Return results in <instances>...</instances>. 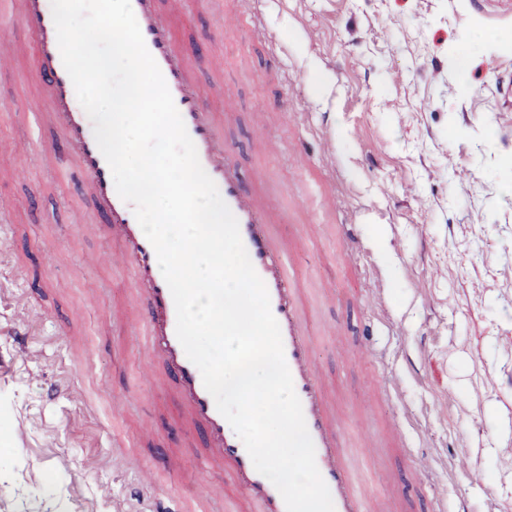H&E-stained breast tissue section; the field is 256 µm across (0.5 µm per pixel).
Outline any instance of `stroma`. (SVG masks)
<instances>
[{
    "instance_id": "stroma-1",
    "label": "stroma",
    "mask_w": 512,
    "mask_h": 512,
    "mask_svg": "<svg viewBox=\"0 0 512 512\" xmlns=\"http://www.w3.org/2000/svg\"><path fill=\"white\" fill-rule=\"evenodd\" d=\"M257 27L222 37L220 9L187 0L170 18L198 78L230 84L224 136L245 171L285 212V243L315 329L314 352L350 426L389 373L396 398L375 416L387 476L361 474L397 512H433L428 482L407 454L429 453L446 512H512V104L498 91L512 53L497 33L512 0H223ZM0 0V512H132L134 486L168 483L191 496L209 479L185 453L175 401L153 391L125 318L134 308L120 247L104 231H75L77 175L61 179L30 116L40 99L36 39ZM279 42L270 65L263 36ZM473 59L456 71L450 59ZM269 145L265 155L255 141ZM468 170L459 182V170ZM363 242L349 255L342 235ZM383 282L388 316L369 293ZM374 325L379 358L355 350ZM83 332V342L61 333ZM28 331L25 345L12 333ZM81 391L60 393L68 366ZM120 407L111 425L86 404ZM153 436H143L147 424ZM398 434H391L392 425ZM135 444L112 460V440ZM177 458L161 471L164 456Z\"/></svg>"
}]
</instances>
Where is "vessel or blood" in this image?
<instances>
[{
  "instance_id": "1",
  "label": "vessel or blood",
  "mask_w": 512,
  "mask_h": 512,
  "mask_svg": "<svg viewBox=\"0 0 512 512\" xmlns=\"http://www.w3.org/2000/svg\"><path fill=\"white\" fill-rule=\"evenodd\" d=\"M132 10L145 45L157 63L186 130L194 142L199 162L215 182L219 194L238 221L243 245L264 281L273 316L277 320L285 360L301 401L309 435L315 446L318 470L328 486L335 512H395L390 499L369 497L359 470L347 448L341 420L333 406L327 382L312 353L307 307L294 269V257L276 227L277 211L258 183L263 170L245 175L224 140L225 121L207 90L201 87L193 58L178 43L162 0H131ZM16 16L21 26L36 37L35 74L43 88L40 123L54 143L63 147L56 156L60 174L76 172L80 193L90 205V223L81 232L100 224L121 249L130 274L136 313L129 327L147 362L159 365L156 389L176 400L178 425L183 433H201L206 451L203 472L227 474L239 488L240 512H286L277 488L254 467L242 441L219 413L205 389L199 369L189 360L176 336V309L160 272L152 244L138 224L131 204L118 195L110 167L102 155L93 124L78 101L74 85L63 65L52 11L47 0H18ZM375 406L354 418L352 427L360 452L376 470L385 465L372 448L377 433L372 425ZM212 485L210 493L219 492ZM210 493L201 494L197 505L156 488L136 490L135 498L149 499L150 512H197Z\"/></svg>"
}]
</instances>
